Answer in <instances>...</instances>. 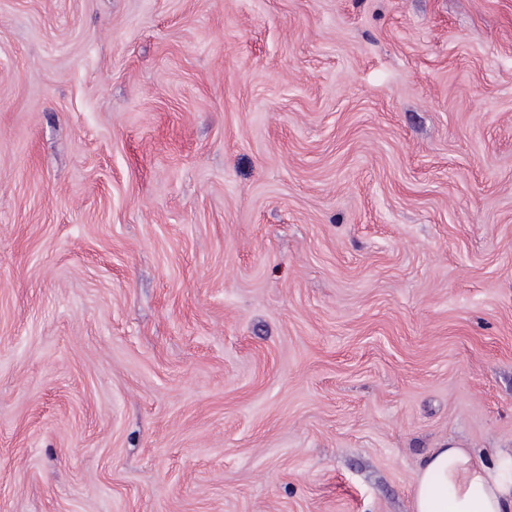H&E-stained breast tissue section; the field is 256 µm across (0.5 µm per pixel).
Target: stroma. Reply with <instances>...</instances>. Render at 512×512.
Instances as JSON below:
<instances>
[{
	"label": "stroma",
	"mask_w": 512,
	"mask_h": 512,
	"mask_svg": "<svg viewBox=\"0 0 512 512\" xmlns=\"http://www.w3.org/2000/svg\"><path fill=\"white\" fill-rule=\"evenodd\" d=\"M512 448V0H0V512H412Z\"/></svg>",
	"instance_id": "1"
}]
</instances>
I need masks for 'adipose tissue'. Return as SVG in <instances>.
I'll return each instance as SVG.
<instances>
[{
    "label": "adipose tissue",
    "mask_w": 512,
    "mask_h": 512,
    "mask_svg": "<svg viewBox=\"0 0 512 512\" xmlns=\"http://www.w3.org/2000/svg\"><path fill=\"white\" fill-rule=\"evenodd\" d=\"M413 512H512V449L494 464L465 448H435L421 460Z\"/></svg>",
    "instance_id": "adipose-tissue-1"
}]
</instances>
